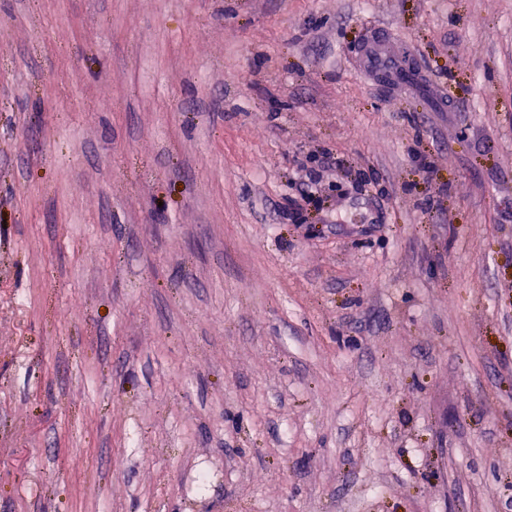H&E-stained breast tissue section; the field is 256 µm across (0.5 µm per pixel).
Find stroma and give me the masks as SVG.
<instances>
[{"mask_svg": "<svg viewBox=\"0 0 512 512\" xmlns=\"http://www.w3.org/2000/svg\"><path fill=\"white\" fill-rule=\"evenodd\" d=\"M0 512H512V0H0ZM361 62L364 69L375 75L383 71L400 74L406 68V58L394 53L386 42L374 35L364 47Z\"/></svg>", "mask_w": 512, "mask_h": 512, "instance_id": "obj_1", "label": "stroma"}]
</instances>
